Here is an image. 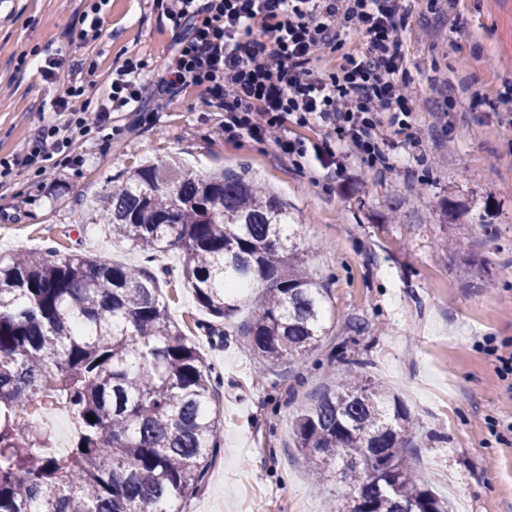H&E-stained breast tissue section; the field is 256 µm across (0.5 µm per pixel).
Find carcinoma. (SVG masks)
Returning a JSON list of instances; mask_svg holds the SVG:
<instances>
[{"label": "carcinoma", "mask_w": 512, "mask_h": 512, "mask_svg": "<svg viewBox=\"0 0 512 512\" xmlns=\"http://www.w3.org/2000/svg\"><path fill=\"white\" fill-rule=\"evenodd\" d=\"M85 209L150 256L178 247L214 334L255 289L244 345L266 370L328 335L326 289L303 270L283 204L254 183L173 161L134 169ZM465 212L449 198L431 209L440 224ZM464 266L483 281L482 262ZM157 290L155 277L83 253L0 258V512H184L205 484L219 378ZM59 409L72 419L62 451L44 421ZM412 429L382 381L349 376L293 420L307 474L342 481L346 512H448L410 463Z\"/></svg>", "instance_id": "obj_1"}]
</instances>
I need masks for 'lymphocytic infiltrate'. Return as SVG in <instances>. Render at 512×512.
Segmentation results:
<instances>
[{"instance_id": "f902f5d3", "label": "lymphocytic infiltrate", "mask_w": 512, "mask_h": 512, "mask_svg": "<svg viewBox=\"0 0 512 512\" xmlns=\"http://www.w3.org/2000/svg\"><path fill=\"white\" fill-rule=\"evenodd\" d=\"M175 24L190 22L157 85L160 96L193 89L203 104L223 111L225 140L249 137L273 144L292 160L314 155L336 162L337 142L348 143L371 169L390 171V153L414 143L415 99L399 81L406 53L399 0H167ZM363 33L364 54H342L335 72L324 75L313 61L318 50L340 49L343 36ZM72 113L63 123L40 128L14 165L33 166L64 152L76 131L103 126ZM322 128L336 142L306 146L288 135L289 125Z\"/></svg>"}]
</instances>
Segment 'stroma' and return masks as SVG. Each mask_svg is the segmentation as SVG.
Listing matches in <instances>:
<instances>
[{"instance_id": "stroma-1", "label": "stroma", "mask_w": 512, "mask_h": 512, "mask_svg": "<svg viewBox=\"0 0 512 512\" xmlns=\"http://www.w3.org/2000/svg\"><path fill=\"white\" fill-rule=\"evenodd\" d=\"M86 3L16 0L0 20V160L22 153L60 100L98 111L124 61L143 64V99L113 112L105 129L76 136L45 171L18 166L0 183V257L81 252L156 277L169 316L221 375V449L187 512H297L304 500L311 512L331 502L344 508L341 486L310 481L292 431L296 411L344 373L379 379L405 403L416 472L452 512H512V120L491 109L512 84V0H448L442 18L414 0L402 78L420 94L413 132L422 144L395 151L393 171L383 174L339 155L330 180L314 157L295 164L268 143L215 139L224 114L203 106L202 90L160 99L156 80L187 33L164 0H110L94 41L81 36ZM50 55L60 67L47 79L37 62ZM76 62L94 74L71 99ZM450 97L455 107L438 123ZM173 158L203 174H248L287 202L304 269L330 299L329 332L309 358L259 375V360L244 349L250 303L224 339L210 338L179 280V249L148 259L86 223L88 198L122 185L134 167ZM443 197L465 205L463 223L430 221ZM395 200L410 223H384ZM445 237L485 259L478 287L448 261Z\"/></svg>"}]
</instances>
